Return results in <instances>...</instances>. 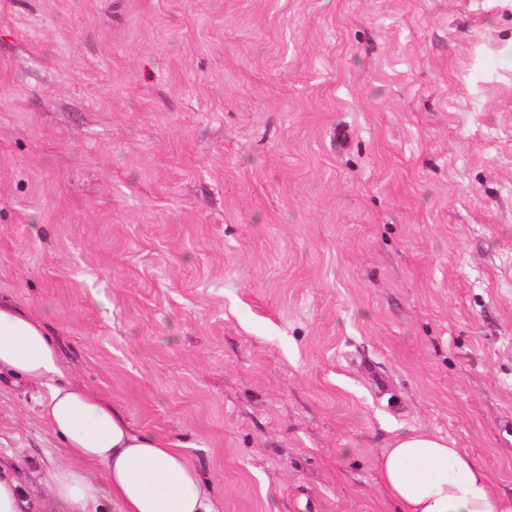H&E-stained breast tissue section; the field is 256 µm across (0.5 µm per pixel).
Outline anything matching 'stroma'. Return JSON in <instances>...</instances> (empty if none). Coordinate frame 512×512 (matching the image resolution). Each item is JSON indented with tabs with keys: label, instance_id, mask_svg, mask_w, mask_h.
Here are the masks:
<instances>
[{
	"label": "stroma",
	"instance_id": "35a3bbf8",
	"mask_svg": "<svg viewBox=\"0 0 512 512\" xmlns=\"http://www.w3.org/2000/svg\"><path fill=\"white\" fill-rule=\"evenodd\" d=\"M0 301L216 512H399L419 424L511 490L512 0H0Z\"/></svg>",
	"mask_w": 512,
	"mask_h": 512
}]
</instances>
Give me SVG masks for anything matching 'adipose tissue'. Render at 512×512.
I'll use <instances>...</instances> for the list:
<instances>
[{"instance_id":"ef3b65f1","label":"adipose tissue","mask_w":512,"mask_h":512,"mask_svg":"<svg viewBox=\"0 0 512 512\" xmlns=\"http://www.w3.org/2000/svg\"><path fill=\"white\" fill-rule=\"evenodd\" d=\"M3 370L49 385L41 415L68 456L41 477L56 512H87L103 500L118 512H214L200 473L175 443L137 430L119 406L65 376L44 322L0 303ZM88 463L101 467V480L88 476ZM374 465L402 512H512V492L427 427L400 429Z\"/></svg>"}]
</instances>
